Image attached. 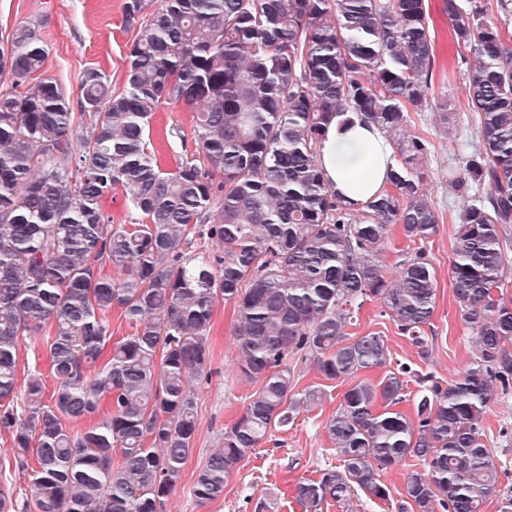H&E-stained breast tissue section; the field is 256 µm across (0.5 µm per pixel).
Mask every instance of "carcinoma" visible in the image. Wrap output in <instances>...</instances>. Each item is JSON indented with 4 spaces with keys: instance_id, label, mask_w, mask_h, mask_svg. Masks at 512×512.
<instances>
[{
    "instance_id": "1",
    "label": "carcinoma",
    "mask_w": 512,
    "mask_h": 512,
    "mask_svg": "<svg viewBox=\"0 0 512 512\" xmlns=\"http://www.w3.org/2000/svg\"><path fill=\"white\" fill-rule=\"evenodd\" d=\"M122 88L88 68L79 111L51 77L34 25L0 48V435L30 491L0 487V512H165L192 451L199 384L211 380L215 304L232 303L240 373L259 378L222 448L196 472L201 503L270 430L319 391L293 392L288 360L310 359L327 380L355 384L325 424L340 464L293 486L305 512L387 501L381 475L410 457L398 512H483L512 490L483 441L494 393H512V30L477 4L442 0L476 114V140L455 149L448 184L478 195L458 216L451 277L476 356L446 385L388 368L386 337H352L356 310L380 301L427 351L437 278L422 249L397 276L381 246L398 225L409 242L437 232L423 189L428 142L403 129L411 112L442 110L429 93L435 43L427 0H125ZM162 103L194 112L196 150L166 171L149 139ZM358 112L393 147L389 185L356 208L334 194L318 162L336 117ZM221 172L215 180L212 172ZM122 192L131 217L112 223ZM216 249H210V245ZM130 327L112 336V312ZM47 391L35 368L18 382L19 346L44 327ZM385 370L374 383L364 372ZM71 422H83L73 432Z\"/></svg>"
}]
</instances>
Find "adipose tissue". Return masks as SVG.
Segmentation results:
<instances>
[{
    "label": "adipose tissue",
    "mask_w": 512,
    "mask_h": 512,
    "mask_svg": "<svg viewBox=\"0 0 512 512\" xmlns=\"http://www.w3.org/2000/svg\"><path fill=\"white\" fill-rule=\"evenodd\" d=\"M319 164L330 188L346 202L360 205L387 186L393 150L374 123L351 112L330 123Z\"/></svg>",
    "instance_id": "adipose-tissue-1"
}]
</instances>
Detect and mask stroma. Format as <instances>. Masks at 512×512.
<instances>
[{"label":"stroma","mask_w":512,"mask_h":512,"mask_svg":"<svg viewBox=\"0 0 512 512\" xmlns=\"http://www.w3.org/2000/svg\"><path fill=\"white\" fill-rule=\"evenodd\" d=\"M123 5L124 0H0V42H7L20 26L36 25L49 50L46 74L70 99H77L82 73L90 67L102 69L118 88L123 84L126 44L131 38L123 28ZM429 11L435 32L432 92L434 98L447 100L451 114L444 125L436 113L414 112L409 123L411 133L430 143L423 186L438 216L437 232L425 242L437 276L436 308L426 329L429 351L420 355L376 300L364 302L356 325L348 332L385 336L393 362L435 374L447 383L458 378L474 351V335L460 318L451 281L458 215L467 199L449 185L448 161L456 145L473 135L475 119L468 106L465 66L456 52L448 19L441 12V0H429ZM191 126L192 115L182 105H167L155 113L150 139L164 169L175 168L182 154L180 138L190 134ZM210 336L213 377L199 395L194 450L166 502L167 512H254L261 501L266 504L265 512H304L292 497L291 486L314 471L337 465L324 426L335 414L347 382L324 379L313 363L297 364L295 390H320L317 405L300 412L288 426L274 429L271 437L246 453L228 475L222 498L198 503L192 493L196 470L214 448L222 445L225 428L262 386L261 380H247L238 373L239 349L231 304H217ZM482 425L484 441L502 467L500 487L512 489V395L494 396ZM411 469L406 463L383 474L382 481L391 491L389 500H371L359 493L350 504V512H397Z\"/></svg>","instance_id":"stroma-1"}]
</instances>
